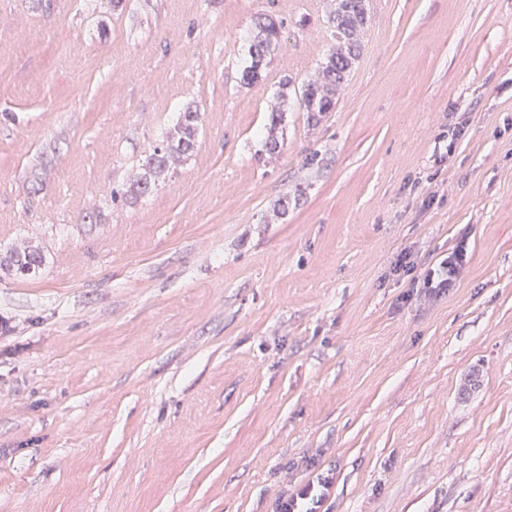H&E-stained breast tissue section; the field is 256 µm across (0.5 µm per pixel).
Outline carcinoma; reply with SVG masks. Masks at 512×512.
Wrapping results in <instances>:
<instances>
[{"instance_id":"1","label":"carcinoma","mask_w":512,"mask_h":512,"mask_svg":"<svg viewBox=\"0 0 512 512\" xmlns=\"http://www.w3.org/2000/svg\"><path fill=\"white\" fill-rule=\"evenodd\" d=\"M336 43L329 50L318 76L305 82L299 89L300 101L310 118L332 111L336 106V94L347 81L353 64L360 56L362 39L370 22L368 0H336V7L329 11ZM257 34L249 46L251 65L243 71L244 83L250 84L261 77L263 62L280 41L281 25L269 17H260L256 23ZM200 122V112L191 107L180 113L172 129L165 133L162 144L139 162V173L126 190L112 192V200L123 197L127 201L138 200L150 194L159 179L171 165L180 162L194 148ZM283 122V111L274 106L269 116V133L266 147L274 152L279 149L278 129ZM43 263V255L37 249L14 251L11 264L16 273L25 276L36 272Z\"/></svg>"}]
</instances>
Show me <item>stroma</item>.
Masks as SVG:
<instances>
[{
    "instance_id": "35a3bbf8",
    "label": "stroma",
    "mask_w": 512,
    "mask_h": 512,
    "mask_svg": "<svg viewBox=\"0 0 512 512\" xmlns=\"http://www.w3.org/2000/svg\"><path fill=\"white\" fill-rule=\"evenodd\" d=\"M283 39L243 70L254 21ZM0 0V512H512V0ZM193 150L113 202L186 107ZM467 242L460 284L394 273ZM329 11L336 43L329 50L316 79L305 82L299 91L300 101L310 119L331 112L336 94L347 81L353 64L360 56L362 39L370 22L368 0H336ZM43 263V255L38 249L25 248L22 251H13L11 264L16 267V273L20 276L35 273ZM332 477L328 471L313 469L303 483L289 489L275 502V512H328L322 510L330 495Z\"/></svg>"
}]
</instances>
